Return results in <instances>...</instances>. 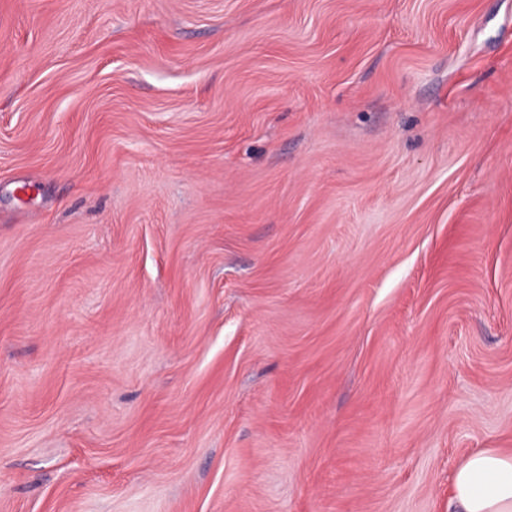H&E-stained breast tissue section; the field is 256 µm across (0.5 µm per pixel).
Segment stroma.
<instances>
[{"instance_id":"obj_1","label":"stroma","mask_w":512,"mask_h":512,"mask_svg":"<svg viewBox=\"0 0 512 512\" xmlns=\"http://www.w3.org/2000/svg\"><path fill=\"white\" fill-rule=\"evenodd\" d=\"M512 448V0H0V512H448Z\"/></svg>"}]
</instances>
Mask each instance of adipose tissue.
Returning <instances> with one entry per match:
<instances>
[{"instance_id":"ef3b65f1","label":"adipose tissue","mask_w":512,"mask_h":512,"mask_svg":"<svg viewBox=\"0 0 512 512\" xmlns=\"http://www.w3.org/2000/svg\"><path fill=\"white\" fill-rule=\"evenodd\" d=\"M448 512H512V451L469 455L451 482Z\"/></svg>"}]
</instances>
